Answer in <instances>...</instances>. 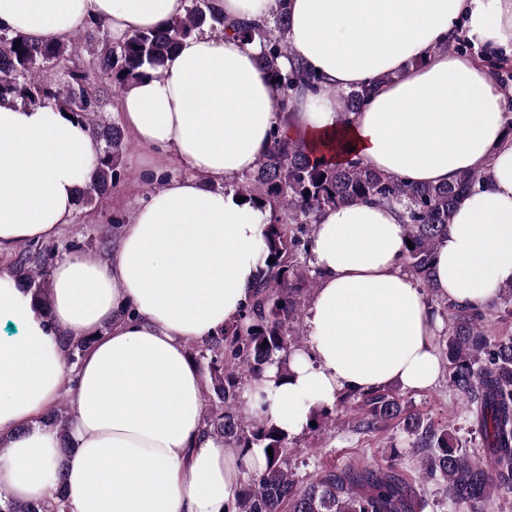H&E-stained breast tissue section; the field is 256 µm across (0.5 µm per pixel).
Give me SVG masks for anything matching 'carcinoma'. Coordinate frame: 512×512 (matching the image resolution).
<instances>
[{"label": "carcinoma", "instance_id": "cac0c4a2", "mask_svg": "<svg viewBox=\"0 0 512 512\" xmlns=\"http://www.w3.org/2000/svg\"><path fill=\"white\" fill-rule=\"evenodd\" d=\"M206 28L219 39L259 41L258 63L280 89L278 111H288L297 93L317 91L322 77L295 58L288 43V0H281L273 21L263 23L226 16L215 10L212 0H198L180 19L138 32L117 46L102 20L56 44L30 43L0 26V100L53 105L92 121L103 112V99L92 84L91 72L101 74L116 97L142 77L160 76L181 41ZM511 67L506 58L494 64L510 111L512 84L500 73H508ZM374 91L362 87L338 92L342 111H359ZM102 137L106 143L103 155L92 181L78 192V205L102 201L121 179V155L127 149L124 132L114 125ZM485 180L486 173L473 171L462 173L453 184L416 185L358 162L332 164L312 159L299 142L277 131L254 169L235 183L237 196L260 209L270 208L263 256L238 319L224 325L216 336L193 343L192 349L213 392L205 403L204 425L230 446L273 450V458L266 459L262 471L247 475L237 512H421L423 502L413 479L398 470L401 455H393L384 468L364 463L344 469L321 468L299 479L291 467L288 434L264 419L243 415L239 398L242 388L261 379L269 366L276 364L287 373L288 357L300 346L305 303L319 277L310 265L308 248L327 209L359 200L402 207L413 248L404 250L401 270L429 288L435 246L446 234L456 204ZM54 257L49 247L27 246L18 255L19 279L38 298L44 297V282ZM500 298L501 306L494 301L460 308L442 302L448 316L438 344L448 362V386L466 402L481 437V456L455 447L448 440V430L424 423L394 393L378 388L359 396L345 392L341 398L343 402L360 398L356 430L364 433L403 418L407 432L418 436L423 452L418 480L441 479L448 496L466 512H492L497 508L494 494L512 489V339L492 338V326L507 316L512 318V284L502 288ZM71 416V403L59 401L46 422L64 431ZM313 421V431L321 434L336 428V418L327 409L314 415ZM0 512H66V502L57 483L36 503L1 502Z\"/></svg>", "mask_w": 512, "mask_h": 512}]
</instances>
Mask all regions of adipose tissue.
<instances>
[{
	"label": "adipose tissue",
	"instance_id": "ef3b65f1",
	"mask_svg": "<svg viewBox=\"0 0 512 512\" xmlns=\"http://www.w3.org/2000/svg\"><path fill=\"white\" fill-rule=\"evenodd\" d=\"M186 9L187 0H0V24L56 42L102 20L124 38ZM288 30L296 57L323 77L317 92L276 111L259 43L191 36L120 102L135 139L187 178L151 192L111 254L58 261L48 306L0 269V499H40L59 479L69 512H236L265 454L206 430L188 347L236 320L249 298L270 213L222 186L253 170L276 129L313 156L414 184L486 172L436 244L433 292L469 307L512 283V114L482 63L512 54V0H290ZM457 35L472 53L437 52ZM372 84L361 111H342L339 92ZM103 149L85 121L53 106L0 101V255L60 235ZM406 239L383 205L356 201L321 217L308 341L287 375L273 365L244 389V413L293 438L343 391L435 384L443 323L400 270ZM61 336L87 341L77 364ZM63 391L74 408L64 432L45 423Z\"/></svg>",
	"mask_w": 512,
	"mask_h": 512
}]
</instances>
